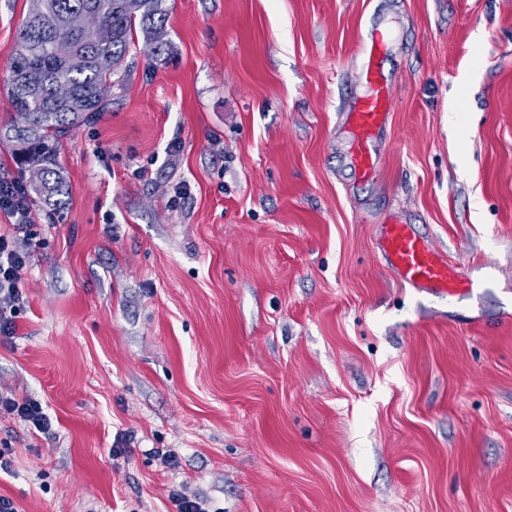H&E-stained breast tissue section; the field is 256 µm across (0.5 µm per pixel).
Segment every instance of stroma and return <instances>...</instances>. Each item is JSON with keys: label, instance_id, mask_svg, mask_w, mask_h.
Wrapping results in <instances>:
<instances>
[{"label": "stroma", "instance_id": "obj_1", "mask_svg": "<svg viewBox=\"0 0 512 512\" xmlns=\"http://www.w3.org/2000/svg\"><path fill=\"white\" fill-rule=\"evenodd\" d=\"M31 0H0V125ZM36 204L0 390L19 512H512V0H168ZM388 32L379 175L353 58ZM478 282L402 284L392 216ZM128 451L108 455L114 443ZM173 452L166 465L161 455ZM386 37L383 32H374L370 42L361 49L360 77L372 87V91L358 98L348 114L350 161L356 175L364 181L377 177L379 159L376 142L388 123L392 109L390 84L377 62L384 54ZM9 417L23 422L27 430L35 434L50 436L53 433L52 421L44 413L41 402L31 396L16 397L0 391V417Z\"/></svg>", "mask_w": 512, "mask_h": 512}]
</instances>
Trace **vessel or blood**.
Masks as SVG:
<instances>
[{
  "label": "vessel or blood",
  "mask_w": 512,
  "mask_h": 512,
  "mask_svg": "<svg viewBox=\"0 0 512 512\" xmlns=\"http://www.w3.org/2000/svg\"><path fill=\"white\" fill-rule=\"evenodd\" d=\"M386 35L373 33L361 50L360 77L372 88L357 99L348 114L351 134L350 161L356 175L365 181L377 176L379 159L376 142L388 123L392 109L390 85L378 66ZM379 246L398 278L409 286L427 288L454 301L473 293L475 284L460 268L451 266L430 248L411 225L399 219L383 224Z\"/></svg>",
  "instance_id": "obj_1"
}]
</instances>
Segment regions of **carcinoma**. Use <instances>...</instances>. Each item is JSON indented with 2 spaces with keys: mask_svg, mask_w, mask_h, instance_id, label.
Masks as SVG:
<instances>
[{
  "mask_svg": "<svg viewBox=\"0 0 512 512\" xmlns=\"http://www.w3.org/2000/svg\"><path fill=\"white\" fill-rule=\"evenodd\" d=\"M32 8L22 23L11 52L12 62L7 93L16 114L30 116L28 125L14 121L0 127V143L12 148L19 172L37 168L42 180L29 183L37 201L60 210L67 205L68 186L59 161L60 138L104 111L112 89L121 86L116 79L129 52L134 31L139 30L153 52L162 54L168 7L166 0H31ZM80 11L97 16L98 26L91 34L74 31L70 17ZM73 42L76 57L58 60L53 43ZM105 55L112 69L101 71L95 58ZM65 82L72 97L58 100L53 87Z\"/></svg>",
  "mask_w": 512,
  "mask_h": 512,
  "instance_id": "carcinoma-1",
  "label": "carcinoma"
}]
</instances>
